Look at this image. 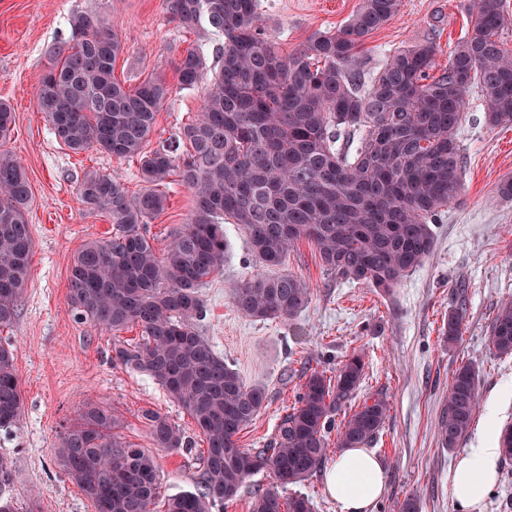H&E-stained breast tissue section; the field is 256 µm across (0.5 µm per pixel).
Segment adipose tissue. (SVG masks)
<instances>
[{
	"label": "adipose tissue",
	"instance_id": "1",
	"mask_svg": "<svg viewBox=\"0 0 512 512\" xmlns=\"http://www.w3.org/2000/svg\"><path fill=\"white\" fill-rule=\"evenodd\" d=\"M499 460L500 443L494 433L460 453L451 476V496L462 512H483V494L496 481ZM325 489L339 512H369L384 489L382 467L366 449H347L327 469Z\"/></svg>",
	"mask_w": 512,
	"mask_h": 512
}]
</instances>
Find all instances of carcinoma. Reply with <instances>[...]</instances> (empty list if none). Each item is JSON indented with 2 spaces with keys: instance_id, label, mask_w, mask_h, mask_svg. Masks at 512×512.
Returning <instances> with one entry per match:
<instances>
[{
  "instance_id": "carcinoma-1",
  "label": "carcinoma",
  "mask_w": 512,
  "mask_h": 512,
  "mask_svg": "<svg viewBox=\"0 0 512 512\" xmlns=\"http://www.w3.org/2000/svg\"><path fill=\"white\" fill-rule=\"evenodd\" d=\"M185 28L206 26L224 36L210 68L190 51L179 82L205 84L197 118L177 138L148 151L169 85L149 77L131 89L113 75L124 43L105 15L74 13L71 34L49 50L51 66L38 81V110L56 139L78 154L90 148L140 158L145 188L131 194L115 177L87 172L77 196L104 214L111 235L85 242L68 280L75 320L119 332L140 329L134 344L116 345L112 362L146 374L194 419L206 444L195 489L167 499L166 512H224L250 476L267 470L275 485L253 496L251 512H315L312 500L280 489L321 469L334 415L364 377L362 357L347 356L335 376L313 370L275 438L241 448L236 436L258 415L268 394L246 387L196 321L200 292L224 270V224H237L265 268L280 266L296 244H312L326 269L385 295L432 254L431 225L462 184L458 145L466 96L473 89L493 126L512 125V52L503 48L500 0H473L470 27L434 74L437 47L418 43L395 51L370 80L360 71L361 47L388 24L404 0H362L349 22L312 35L294 52L280 50L264 28L259 0H168ZM357 142L355 151L346 145ZM189 149L181 150V144ZM192 197L183 224L164 250L148 220L165 209L160 187L170 175ZM31 189L24 166L0 150V328L13 323L28 287L33 235ZM310 289L292 274L257 272L234 289L238 312L254 320L294 318ZM448 312L443 342L453 346L466 312L465 289ZM488 341L512 355V302L500 305ZM478 408V378L462 365L453 373L439 419L443 447L469 433ZM23 397L13 346L0 342V429L18 428ZM388 416L385 399L364 401L338 427L336 447L363 448ZM156 448L179 451L192 442L155 411L143 414ZM117 417L88 406L60 437L65 471L100 512H152L159 497L156 459L115 432Z\"/></svg>"
}]
</instances>
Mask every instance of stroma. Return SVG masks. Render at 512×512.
I'll list each match as a JSON object with an SVG mask.
<instances>
[{
    "label": "stroma",
    "mask_w": 512,
    "mask_h": 512,
    "mask_svg": "<svg viewBox=\"0 0 512 512\" xmlns=\"http://www.w3.org/2000/svg\"><path fill=\"white\" fill-rule=\"evenodd\" d=\"M361 0H261L264 26L282 50L295 51L315 32L345 25ZM468 0H405L403 9L366 40L365 72L407 46L433 42L436 68L468 29ZM74 12L108 15L125 44L114 64L116 80L133 88L151 76L171 93L157 117L152 146L176 137L200 112L204 86L186 88L178 65L187 50L211 54L223 37L184 29L166 0H0V102L13 113L5 144L24 164L31 185L29 221L34 239L28 286L11 326L0 337L14 348L24 409L18 429L0 430V456L12 466L7 491L17 512H95V507L63 470L56 448L59 436L80 411L94 405L117 411L119 433L153 448L143 410L167 416L194 438L188 451L154 450L160 470V498L153 512H164L169 496L192 490L202 467L203 442L193 419L162 386L148 376L113 364L112 347L137 341L138 329L112 333L76 322L68 301V274L74 253L112 226L87 211L76 195L83 174L95 170L118 177L129 192L143 190L139 161L91 149L79 154L62 146L37 109V81L51 63L48 50L67 31ZM458 144L463 159L459 195L433 226L435 248L387 296L366 284L337 279L322 265L313 246L300 242L288 253L281 272L303 279L310 288L307 306L290 321L253 320L231 300L233 288L259 269L244 231L224 227L228 248L224 270L201 293L206 311L198 321L219 356L246 386L261 385L268 399L237 436L243 448H261L276 435L295 402L308 368L335 375L346 355L359 353L364 378L345 411L365 399L382 397L389 417L369 445L380 462L385 491L370 512H399L410 495L420 512H459L450 493V473L458 449L442 447L441 408L457 367L474 366L479 405L463 447L483 435L484 425L512 423V357L499 356L488 343V327L501 301L512 299V201L499 199V182L512 176V126H492L482 101L469 93ZM166 208L149 219L157 248L183 224L191 207L189 191L177 182L164 187ZM464 285L467 310L462 337L454 346L442 340V327L454 306L453 290Z\"/></svg>",
    "instance_id": "35a3bbf8"
}]
</instances>
